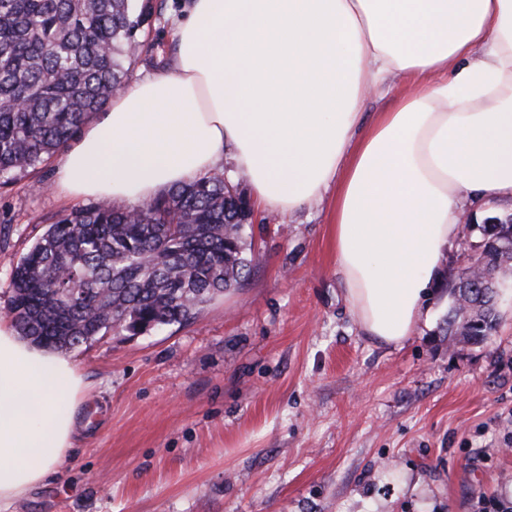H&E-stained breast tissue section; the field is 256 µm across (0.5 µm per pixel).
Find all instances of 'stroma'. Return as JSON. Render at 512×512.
<instances>
[{
	"mask_svg": "<svg viewBox=\"0 0 512 512\" xmlns=\"http://www.w3.org/2000/svg\"><path fill=\"white\" fill-rule=\"evenodd\" d=\"M125 84L172 72L190 0H142ZM55 159L0 180V315L57 217ZM332 198L254 212L250 271L195 319L76 348L92 389L74 448L11 512H493L512 501V317L448 331L439 288L403 347L346 303Z\"/></svg>",
	"mask_w": 512,
	"mask_h": 512,
	"instance_id": "1",
	"label": "stroma"
}]
</instances>
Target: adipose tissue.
<instances>
[{
  "mask_svg": "<svg viewBox=\"0 0 512 512\" xmlns=\"http://www.w3.org/2000/svg\"><path fill=\"white\" fill-rule=\"evenodd\" d=\"M176 70L112 95L56 164L55 191L135 205L230 157L256 208L333 191L336 267L357 324L399 347L464 215L512 202V0H191ZM410 93L363 124L370 94ZM73 355L0 317V512L74 447Z\"/></svg>",
  "mask_w": 512,
  "mask_h": 512,
  "instance_id": "1",
  "label": "adipose tissue"
}]
</instances>
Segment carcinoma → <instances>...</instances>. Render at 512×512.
<instances>
[{"mask_svg":"<svg viewBox=\"0 0 512 512\" xmlns=\"http://www.w3.org/2000/svg\"><path fill=\"white\" fill-rule=\"evenodd\" d=\"M143 22L136 0H0V177L42 163L104 107ZM251 217L237 186L216 175L134 207L75 210L47 225L14 267L12 321L58 349L186 322L246 278ZM481 228L482 275L446 284L448 324L466 319L470 341L497 327L486 284L512 259V214Z\"/></svg>","mask_w":512,"mask_h":512,"instance_id":"cac0c4a2","label":"carcinoma"}]
</instances>
